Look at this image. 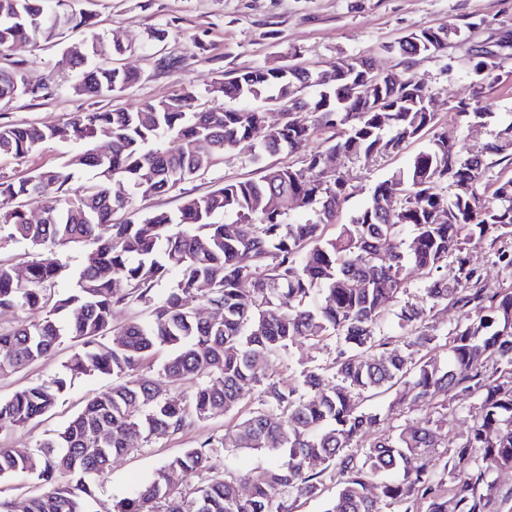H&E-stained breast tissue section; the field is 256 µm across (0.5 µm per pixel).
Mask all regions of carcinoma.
<instances>
[{"label": "carcinoma", "instance_id": "carcinoma-1", "mask_svg": "<svg viewBox=\"0 0 512 512\" xmlns=\"http://www.w3.org/2000/svg\"><path fill=\"white\" fill-rule=\"evenodd\" d=\"M92 26L71 0H0V55L15 43L56 34L58 17ZM463 26L416 29L401 56L443 51L442 40ZM127 47L94 33L64 50L80 71L78 91L91 99L117 95L139 75L115 65ZM104 64L86 66L89 56ZM496 62L469 59L470 97L449 110L468 126L485 122L481 102L493 89ZM47 88L26 84L22 68H0V100L32 99ZM238 103L197 108L191 84L176 97L132 109L101 106L73 112L59 124L0 123V157L20 158L46 142L79 143L57 168L36 169L0 182V223L10 237L40 250L25 266L0 263V314L16 309L37 318L0 330V375L37 363L69 338L82 344L66 365L70 377L108 375L116 384L91 398L62 430L21 455L0 447V477H30L42 488L27 498L1 499L0 512H93L95 481L112 458L131 451L136 428L147 441L179 433L195 418L236 410L246 387L262 388L260 406L217 438L171 458L111 512H279L277 498L314 497L322 474L314 460L335 471L336 492L325 512H490L500 468H512V288L492 290L467 263L465 244L475 238L497 247L498 261L512 267V120L471 152L448 144L427 111L431 93L411 76L379 73L366 58L338 61L318 72L299 65H259L239 71L210 90ZM301 96L302 112H281ZM323 132L319 148L308 145ZM254 161L303 151L300 167L268 165L256 179L226 181L202 195L186 196L174 218L167 212L113 214L133 200L168 194L207 174L257 134ZM429 136L405 169L377 184L368 204L336 234L352 189L324 176V153L340 160L374 161L398 154ZM112 142L106 155L90 145ZM175 142L171 148L168 143ZM500 167L490 181L483 173ZM92 168L96 182L74 192L76 172ZM116 184L119 189L111 190ZM439 185L448 195L435 192ZM40 206L41 221H28L25 203ZM224 214V223L212 221ZM308 214L305 219L297 218ZM89 246L75 284L54 302L46 290L60 278L55 248ZM423 277L433 305L452 303L461 313L448 341V358L429 353L436 338L424 310L409 302L392 315L401 334L381 340L376 329L403 291L408 267ZM176 285L158 298L155 286L171 270ZM150 304L153 319L131 321L104 341L117 305ZM207 304L211 319L197 316ZM340 339L343 348L329 379L315 370L297 382H267L269 359L301 339ZM158 347L171 350L162 375L198 381L186 400L163 393L141 374ZM492 371H487V366ZM67 388V378L36 383L0 401V424L24 426L48 412ZM477 395L470 431L452 455L434 457L439 427L405 426L360 445L383 424L362 407L379 393L394 405L417 401L448 409V393ZM273 453L282 461L250 476L241 500L216 464L218 450ZM205 473L188 495L170 485L176 473Z\"/></svg>", "mask_w": 512, "mask_h": 512}]
</instances>
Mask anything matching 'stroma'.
I'll return each instance as SVG.
<instances>
[{
    "label": "stroma",
    "instance_id": "obj_1",
    "mask_svg": "<svg viewBox=\"0 0 512 512\" xmlns=\"http://www.w3.org/2000/svg\"><path fill=\"white\" fill-rule=\"evenodd\" d=\"M74 7L92 15L94 30L69 26L54 39L23 42L0 57V66L19 64L30 80L48 88L47 95L38 99L20 96L0 101V122L52 126L70 113L92 109V99L75 91L77 76L65 68L62 57L66 46L88 39L93 31L109 39L118 38L128 47L120 63L136 70L140 79L121 97L112 99L111 105L129 108L166 98L187 84L194 85L201 102L207 104L212 85L239 70L265 63L300 62L320 70L339 60L365 57L375 71L396 72L401 68V58L392 46L401 37L423 27L467 21L473 22V29L450 38L444 51L418 58L408 73L432 90L434 110L450 141L464 146L483 142L502 122L512 118V0H75ZM502 41L508 47L502 52L498 79L484 103L486 126L468 132L459 118L449 114L448 105L468 95L471 74L467 61L471 51ZM161 57L175 59L176 67L157 68L156 61ZM423 147L418 141L400 154L376 162L342 164L352 195L338 214L337 223H348L365 206L374 185L392 171L408 166ZM73 151L71 145L49 142L25 157L2 158L0 181L19 179L40 167L61 165ZM257 175L256 164L248 154L241 153L213 167L204 177L185 183L181 191L138 198L133 206L141 211L173 213L181 204L182 194L200 195L224 182ZM466 256L482 272L489 288L512 286V269L499 263L487 243L470 241ZM74 350L72 342H64L38 363L0 377V399H8L29 384L62 375ZM338 350L332 337L317 344H293L271 360L269 379L288 385L304 370L331 365ZM112 384L109 376L72 379L46 414L22 427L0 429V446L33 451L63 428L89 399ZM477 404V396L467 392L457 391L449 397L439 452L455 448L466 436ZM258 405L259 391L250 389L245 391L239 411L191 421L181 433L148 443L131 439V451L113 460L96 492L95 512H108L113 500L139 487L171 457L223 434L227 426ZM369 405L381 414L388 432L438 417L436 408L425 403L401 411L393 409L388 394L373 398Z\"/></svg>",
    "mask_w": 512,
    "mask_h": 512
}]
</instances>
